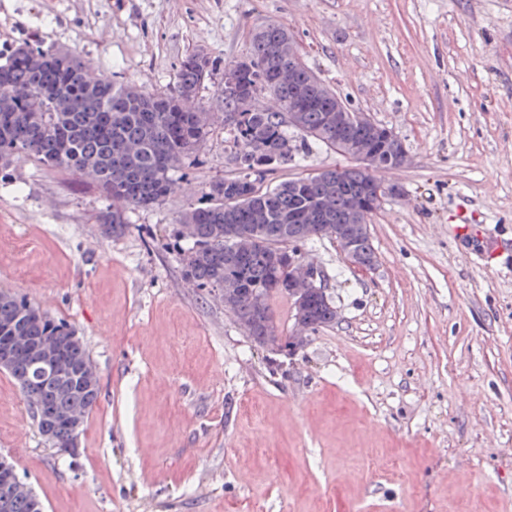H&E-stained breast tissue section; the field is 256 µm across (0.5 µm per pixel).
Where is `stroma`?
Listing matches in <instances>:
<instances>
[{
    "instance_id": "35a3bbf8",
    "label": "stroma",
    "mask_w": 512,
    "mask_h": 512,
    "mask_svg": "<svg viewBox=\"0 0 512 512\" xmlns=\"http://www.w3.org/2000/svg\"><path fill=\"white\" fill-rule=\"evenodd\" d=\"M265 24L409 152L375 173L401 190L370 218L376 266L305 245L338 319L289 359L184 274L180 215L237 172L223 116L119 237L89 181L13 160L0 291L73 327L100 393L72 458L0 371V454L45 512H512V256L455 233L512 241V0H0V50L39 39L167 91ZM352 164L306 145L265 183Z\"/></svg>"
}]
</instances>
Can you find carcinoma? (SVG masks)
<instances>
[{
  "mask_svg": "<svg viewBox=\"0 0 512 512\" xmlns=\"http://www.w3.org/2000/svg\"><path fill=\"white\" fill-rule=\"evenodd\" d=\"M216 71L215 60L192 54L180 64L170 92H148L92 74L90 64L76 54L39 41H22L0 55V166L14 158L68 172L90 181L112 207L98 212L96 223L106 233H125V211L161 204L175 189L172 172L196 153L211 130L201 117L210 109L237 113L229 126L238 174L211 186V202L191 208L181 217L193 245L184 261L185 276L200 288L236 284L227 305L245 332L260 346L271 347L279 336L270 300L282 295L276 287L279 270L268 244L298 240L309 224H332L353 239L352 265L369 270L377 256L369 215L357 221L363 204L372 201L374 177L360 165L328 170L322 180L296 177L264 190L257 186L278 162L288 161L292 145L285 116L297 112L295 130L304 139L336 149V92L308 82L312 73L302 61L292 34L281 25L255 30L248 66L241 71L232 94L219 88L214 100L192 108L205 81ZM270 97L275 105L253 104ZM361 142L372 149L377 167L396 169L406 162L400 140L387 136V127L368 121ZM261 225L265 238L253 251L239 252L231 233ZM307 320L314 328L336 322V308L323 295L309 293ZM10 328L31 343L50 339L58 372L31 381L34 368L16 358L0 369L17 385L29 408L48 405L51 421L37 422L54 448L68 447L82 432L99 396V379L80 338L71 326L55 319L23 296L0 293V335ZM9 512H35L31 499L13 482H0V500Z\"/></svg>",
  "mask_w": 512,
  "mask_h": 512,
  "instance_id": "obj_1",
  "label": "carcinoma"
}]
</instances>
